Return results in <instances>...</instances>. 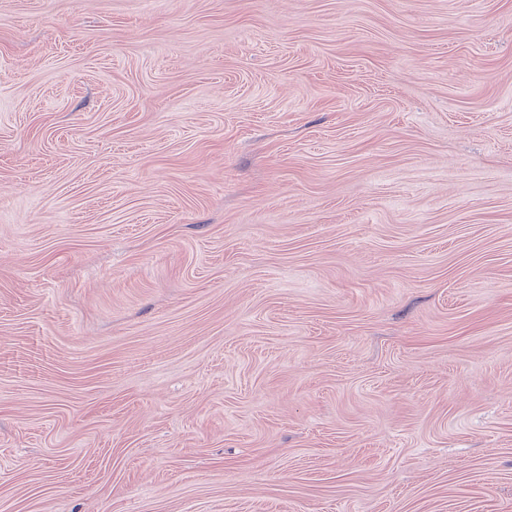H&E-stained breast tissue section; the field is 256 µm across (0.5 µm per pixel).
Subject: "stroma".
Wrapping results in <instances>:
<instances>
[{
  "label": "stroma",
  "instance_id": "35a3bbf8",
  "mask_svg": "<svg viewBox=\"0 0 512 512\" xmlns=\"http://www.w3.org/2000/svg\"><path fill=\"white\" fill-rule=\"evenodd\" d=\"M0 512H512V0H0Z\"/></svg>",
  "mask_w": 512,
  "mask_h": 512
}]
</instances>
